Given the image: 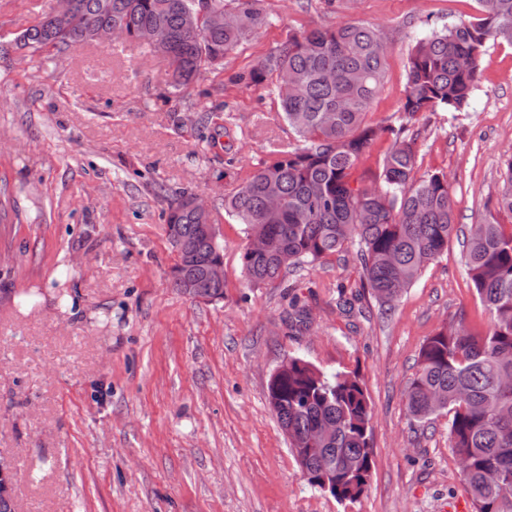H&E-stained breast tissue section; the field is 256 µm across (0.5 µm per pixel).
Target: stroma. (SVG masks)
Instances as JSON below:
<instances>
[{"mask_svg":"<svg viewBox=\"0 0 512 512\" xmlns=\"http://www.w3.org/2000/svg\"><path fill=\"white\" fill-rule=\"evenodd\" d=\"M259 6L270 24L175 92L143 43L18 49L50 0H0V456L16 466L15 512H474L447 415L415 421L404 399L442 326L488 329L460 239L391 308L364 287L354 243L252 288L224 201L295 142L274 81L232 74L290 33L376 25L390 51L365 121L396 127L415 38L472 19L476 0ZM409 124L418 174L448 175L459 230L512 224L496 205L512 158V45H489L466 112ZM184 191L210 208L223 300L172 284L163 214ZM291 357L356 375L369 398L372 471L355 502L307 483L269 408L270 377Z\"/></svg>","mask_w":512,"mask_h":512,"instance_id":"stroma-1","label":"stroma"}]
</instances>
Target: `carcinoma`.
I'll return each instance as SVG.
<instances>
[{"instance_id": "obj_1", "label": "carcinoma", "mask_w": 512, "mask_h": 512, "mask_svg": "<svg viewBox=\"0 0 512 512\" xmlns=\"http://www.w3.org/2000/svg\"><path fill=\"white\" fill-rule=\"evenodd\" d=\"M59 19L43 16L20 36L38 48L89 40L97 28L119 27L133 41L155 27L164 35L157 49L169 63L176 91L188 87L248 41L270 18L253 8L257 0H231L233 20L222 27H197L189 19L198 0H69ZM473 19L432 29L417 37L408 55L402 112L466 111L477 87L480 60L489 43L512 45V0H477ZM380 29L360 22L289 35L276 52L230 78L259 85L275 75L284 120L297 137L254 170L228 200L246 237L270 242L264 253L243 248L242 272L251 287L278 280L284 271L345 251L355 241L366 287L391 306L445 251L456 231L448 175L416 177L413 139L406 127L365 122L382 85L388 50ZM393 136L375 186L352 179L361 156L383 134ZM275 190L280 205L269 203ZM179 194L165 214L173 250L191 249L197 264L186 273L204 280L203 264L214 254L199 218ZM498 210L512 214V161ZM466 275L489 316L477 336L452 322L429 338L405 399L410 416L435 415L429 395L441 398L448 416V441L475 512H512V229L491 217L470 228L463 241ZM270 407L298 448H319L307 467L316 474L336 468V500H358L369 485L372 408L356 377L327 375L299 357L288 359ZM336 423L328 441L318 427Z\"/></svg>"}]
</instances>
